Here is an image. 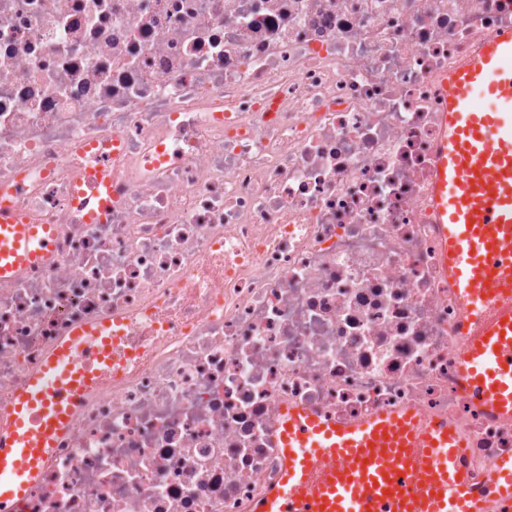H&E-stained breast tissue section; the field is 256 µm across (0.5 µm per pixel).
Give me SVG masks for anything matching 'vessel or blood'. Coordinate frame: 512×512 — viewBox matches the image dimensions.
Segmentation results:
<instances>
[{
  "label": "vessel or blood",
  "instance_id": "1",
  "mask_svg": "<svg viewBox=\"0 0 512 512\" xmlns=\"http://www.w3.org/2000/svg\"><path fill=\"white\" fill-rule=\"evenodd\" d=\"M442 90L448 109L435 144L427 199L444 251L445 275L462 306L458 356L468 397L512 418V29L483 41ZM86 221L112 207L105 174L81 186ZM48 233L20 221L0 199V279L50 256ZM126 323L76 328L30 376L0 427V502L20 507L80 399L112 365ZM283 471L254 512H485L470 485L454 427L412 411L355 423L324 422L301 407L284 410ZM512 499V461L490 467Z\"/></svg>",
  "mask_w": 512,
  "mask_h": 512
}]
</instances>
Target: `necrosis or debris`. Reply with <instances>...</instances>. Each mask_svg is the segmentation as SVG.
Returning a JSON list of instances; mask_svg holds the SVG:
<instances>
[{
	"label": "necrosis or debris",
	"instance_id": "obj_1",
	"mask_svg": "<svg viewBox=\"0 0 512 512\" xmlns=\"http://www.w3.org/2000/svg\"><path fill=\"white\" fill-rule=\"evenodd\" d=\"M506 25L512 0H0V185L54 233L0 280V420L76 327L128 323L20 512H253L288 406L448 419L508 512L512 422L459 384L426 204L439 80ZM77 197L83 198L84 204L89 202L84 219L87 222L100 220L112 209L111 182L105 173L99 172L97 177L81 186ZM489 470L492 479L498 485L501 497L512 499V461L493 463Z\"/></svg>",
	"mask_w": 512,
	"mask_h": 512
}]
</instances>
